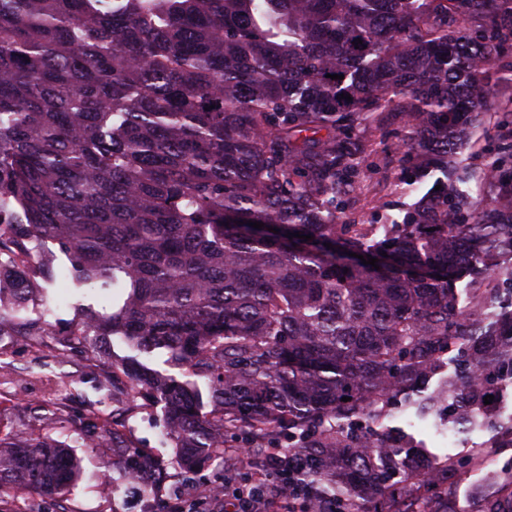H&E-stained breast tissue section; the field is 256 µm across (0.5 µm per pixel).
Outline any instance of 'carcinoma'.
Wrapping results in <instances>:
<instances>
[{"mask_svg": "<svg viewBox=\"0 0 512 512\" xmlns=\"http://www.w3.org/2000/svg\"><path fill=\"white\" fill-rule=\"evenodd\" d=\"M509 55L512 0H0V203L24 215L0 212V255L19 281L53 241L63 276L110 301L83 308L57 357L104 360L110 336L166 352L182 378L139 363L102 375L164 404L182 467L245 426L247 447L285 442L314 463L286 473L288 491L402 512L430 452L377 429L392 410L463 431L477 419L512 445V418L484 405L512 383V308L495 294L512 283V177L488 165L501 202L473 215L443 166L441 189L374 241L340 223L359 163L340 132L398 110L407 156L452 155ZM480 264L491 277L461 307L453 284ZM455 470L431 466L427 491ZM78 476L65 443L0 433V496L62 494ZM126 476L159 468L134 455ZM496 485L484 512H512V471Z\"/></svg>", "mask_w": 512, "mask_h": 512, "instance_id": "1", "label": "carcinoma"}]
</instances>
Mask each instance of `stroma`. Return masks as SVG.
I'll return each instance as SVG.
<instances>
[{
    "instance_id": "obj_1",
    "label": "stroma",
    "mask_w": 512,
    "mask_h": 512,
    "mask_svg": "<svg viewBox=\"0 0 512 512\" xmlns=\"http://www.w3.org/2000/svg\"><path fill=\"white\" fill-rule=\"evenodd\" d=\"M493 90L487 100V120L471 133L470 145L453 156L457 189L469 205L484 209L498 199L493 184L483 180L480 169L495 159L512 167V156L501 150L499 132L508 118L505 106L512 104V60L503 59L491 69ZM410 129L397 112L383 115L379 123L359 133L361 164L353 189L347 195L346 217L351 224H391L402 221L406 208L430 191L437 175L423 164L402 159L404 139ZM0 372L8 374L0 385V429L23 437L39 430L65 442L80 464V476L64 495L47 497L37 492L7 494L0 505L9 512H158L161 498L182 502L185 512H237L239 492L255 481L249 451L239 458L214 459L187 470L176 462V450L164 438V413L160 405L141 397L138 408L126 418L122 433L126 448L106 446L97 429L86 423L61 421L46 427L31 421L26 407L50 403L61 380H69L66 390L72 414L87 408L120 414L130 400L124 387L105 386L86 355L73 351L68 362L45 356L29 341L14 333L12 324L0 327ZM394 436L410 434L429 448L438 459L463 460L446 486L440 487V508L449 499L464 512H483L482 497L489 471H499L512 463V447L503 446L494 429L468 433H437L428 422H409L400 415L391 420ZM148 455L162 463L167 478L159 494H147L124 475L125 460L131 452Z\"/></svg>"
}]
</instances>
